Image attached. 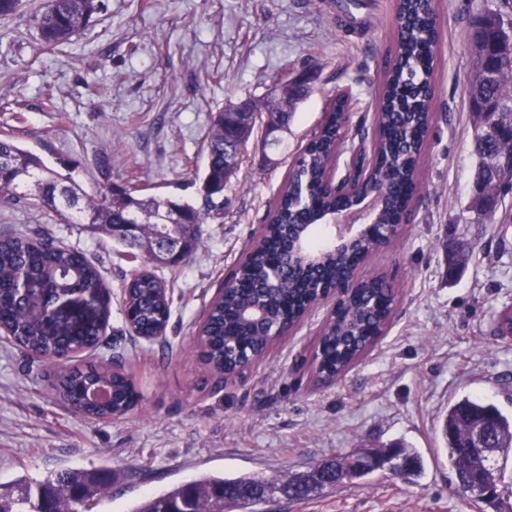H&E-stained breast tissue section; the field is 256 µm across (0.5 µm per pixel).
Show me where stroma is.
<instances>
[{"label":"stroma","mask_w":512,"mask_h":512,"mask_svg":"<svg viewBox=\"0 0 512 512\" xmlns=\"http://www.w3.org/2000/svg\"><path fill=\"white\" fill-rule=\"evenodd\" d=\"M41 2L23 0L17 15L0 20V139L70 170L89 193L104 186L108 169L151 193L201 204L196 173L213 115L262 99L282 70L314 80L271 156L259 138L250 140L224 193L223 218L203 227V246L178 266H153L171 300L163 336L145 340L126 328L120 287L134 265L122 246L26 203L0 207V231L64 242L99 268L111 316L94 356L120 357L140 393L122 417L74 415L51 388L52 370L0 335V483L105 469L112 497L97 512H131L203 473L271 479L400 440L423 459L416 484L379 471L306 501L275 499L268 512H495L458 489L439 420L465 396L512 415V335L492 332L499 314L512 311V232H499L494 220L474 223L465 210L474 174L468 31L479 12L507 16L512 5L439 0L425 188L404 234L365 267L395 277L399 298L386 335L336 382L317 384L309 359L329 311L319 306L244 377L218 387L193 352L197 327L249 252L292 154L316 131L332 95L350 91L353 121L372 117L394 0H363L341 26L339 0H103L94 24L51 52L29 22ZM17 100L26 111H13ZM463 240L475 251L447 277Z\"/></svg>","instance_id":"obj_1"}]
</instances>
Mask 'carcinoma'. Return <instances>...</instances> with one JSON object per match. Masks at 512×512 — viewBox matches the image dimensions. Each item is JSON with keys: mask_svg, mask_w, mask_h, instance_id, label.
<instances>
[{"mask_svg": "<svg viewBox=\"0 0 512 512\" xmlns=\"http://www.w3.org/2000/svg\"><path fill=\"white\" fill-rule=\"evenodd\" d=\"M102 0H42L30 16L40 44L52 50L78 36L101 12ZM395 52L383 61L381 91L376 103L380 113L376 130L379 159L361 192L385 189L376 223L366 234L341 252L330 254L311 249L313 226L329 212L352 207L354 197L333 195L323 183L327 168L339 151V112L348 106L337 98L326 109L318 130L296 155L284 183L270 204L268 222L256 245L233 271L224 293L214 300L197 336L199 355L215 375H240L267 349L278 333L301 320L319 293L338 281L348 279L372 237L401 220H410L415 210L416 173L429 132V112L434 96L432 74L438 39L436 22L427 0H396ZM469 44L472 69L466 88L472 121L473 155L476 166L468 212L479 222L491 219L497 202L512 194V164L498 167L488 159L493 154L512 155V23L504 25L502 15L487 11L471 22ZM277 84L288 88L283 95L251 101L253 122L250 138L260 131L266 139L270 130H288L293 112L309 90L290 81L288 73ZM242 138L224 111L213 116L206 136L203 164V205L173 195H140V188L112 183L89 194L68 174L49 167L35 152L20 147L13 139H0V206L29 201L55 214L65 224H86L104 230L113 241L130 250H153L155 237L165 233L180 236V257L168 261L178 265L203 243L202 225L224 216V189L231 184L238 167H228L224 156L245 154ZM186 221L177 228L166 222L172 211ZM121 224H144L140 237H122ZM310 253L322 258L314 271L283 265L288 247L298 238ZM30 282L62 290L76 289L98 303L97 314L85 326L79 344L93 346L108 325L110 310L106 286L98 268L81 250L34 239L10 231L0 233V324L10 333L14 346L54 359L62 346L73 339L45 334L41 324L45 312L22 297L20 288ZM123 300L133 314L132 326L140 336H155L166 328L170 301L162 282L152 273L141 274L123 285ZM395 292L383 275H372L351 289L330 320L317 353L316 375L333 378L348 369L374 345L391 320ZM97 385L111 390L107 401H93L89 391ZM60 396L74 413L92 419L122 416L137 393L132 380L110 362H91L88 370L63 372ZM478 424L490 426L504 458L512 454V416L480 398H463L450 405L442 422V438L448 465L460 489L477 483L498 488L504 467L467 451L468 434ZM374 459L389 463L388 470L411 483L420 475L422 461L411 448L395 443L379 450H363L345 457L322 459L308 471L296 472L281 481L268 480L272 488L286 483L295 500H309L341 484L363 479L376 468ZM260 482L255 477L202 475L169 491L149 496L131 512H221L249 508L255 503L245 491ZM112 473L62 470L42 480L20 481L14 490L0 493V512H92L110 498Z\"/></svg>", "mask_w": 512, "mask_h": 512, "instance_id": "obj_1", "label": "carcinoma"}]
</instances>
